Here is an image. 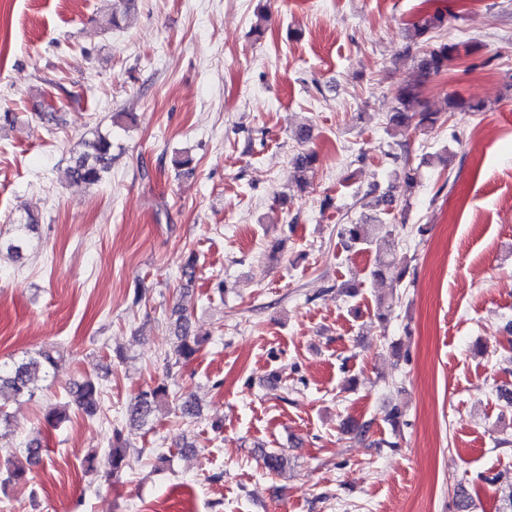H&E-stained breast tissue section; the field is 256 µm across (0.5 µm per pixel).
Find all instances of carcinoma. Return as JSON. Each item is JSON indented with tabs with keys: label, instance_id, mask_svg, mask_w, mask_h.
<instances>
[{
	"label": "carcinoma",
	"instance_id": "carcinoma-1",
	"mask_svg": "<svg viewBox=\"0 0 512 512\" xmlns=\"http://www.w3.org/2000/svg\"><path fill=\"white\" fill-rule=\"evenodd\" d=\"M448 27V16L436 12L423 16L405 28V37L410 43L421 46L423 57L418 67V80L414 84L400 88L396 94L397 105L389 116V123L401 126L408 119L409 111L418 109L420 124L432 127L438 122V115L423 108L421 100L422 87L434 76L440 74L455 60L459 43L456 41L438 42L434 33ZM83 150L73 152V164L65 172L68 181L96 185L112 170V139L99 135L91 141L82 142ZM394 177L412 186L417 181V169L413 168L408 159V150L392 155ZM316 155L303 152L294 161V169L301 177L313 169ZM38 219L29 214L15 225L14 234L7 239L0 238V254L6 252L16 258L23 256V251L31 244L32 234L36 233ZM340 236L348 249H354L373 243L378 245L379 259L372 275L381 278L385 269L394 264L397 253L391 250L395 228L388 224L350 223L342 226ZM174 317V333L179 342L165 353V376H170L173 369L179 368L193 358L200 350L203 340L193 333L190 319L180 311L172 313ZM60 353L54 349H41L20 361L10 364L0 363V431H9L13 427L11 415L5 410L8 401H31L42 389L41 382L54 368ZM101 386L97 379L85 375L76 381L68 391L65 403L55 405L45 415V421L53 428L60 426L68 419L70 408H77L87 414L96 412L99 405ZM168 400L166 380H161L148 390L140 392L128 406L127 418L132 426L141 427L148 422L152 413ZM107 466L112 476H117L129 466L128 440L124 429L117 426L111 429L109 448L106 454ZM26 469L20 462L7 460L4 481L18 485L25 482Z\"/></svg>",
	"mask_w": 512,
	"mask_h": 512
}]
</instances>
